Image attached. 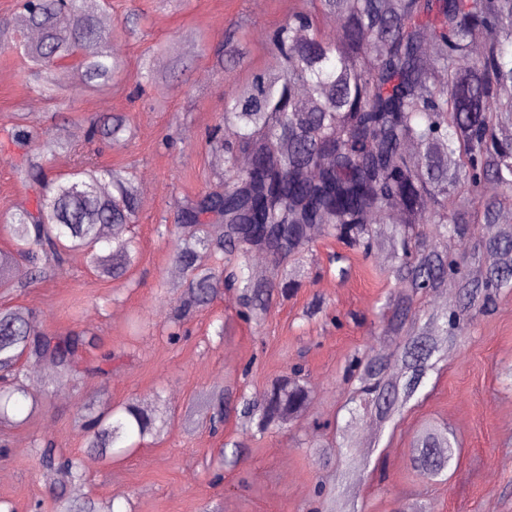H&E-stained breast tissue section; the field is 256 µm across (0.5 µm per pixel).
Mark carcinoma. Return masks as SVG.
<instances>
[{"label": "carcinoma", "mask_w": 512, "mask_h": 512, "mask_svg": "<svg viewBox=\"0 0 512 512\" xmlns=\"http://www.w3.org/2000/svg\"><path fill=\"white\" fill-rule=\"evenodd\" d=\"M299 2L302 8L268 36L271 64L224 101L221 122L231 137L216 132L210 141L224 158L218 187L178 206L173 260L185 278L176 317L207 309L232 289L242 318L258 324L274 293L298 286V260L314 230L367 257L388 229L398 292L386 302L381 328L401 345L392 355L353 356L346 377L359 383L349 402H360L348 423L364 413L383 428L473 320L493 312L500 291L512 288V224L499 223L512 206V0ZM104 8L105 0H20L21 27L0 21V55L19 58L41 96H54L60 67L73 72L72 95L101 90L124 66L101 22ZM488 29L498 39L472 58V44ZM136 81L159 83L150 59ZM0 131L32 197L0 215V233L10 242L0 250V287H13L17 277L39 283L73 252L83 253L98 277L123 278L140 254L129 234L139 211L129 171L87 156L51 178L31 151L72 152L64 129L37 134L17 123ZM130 135L126 116L114 112L86 130L88 142L111 147ZM408 143L415 152H406ZM487 182L501 193L484 197ZM256 253L276 279L254 273ZM447 290L459 294L453 310L422 308L428 295ZM96 348L91 332L51 331L31 309L1 306L0 432L30 422L47 404L48 392L27 385L30 364L51 365L60 380L81 374L108 384L112 353L96 355ZM395 365L397 376L389 373ZM312 395L299 367L255 396L215 389L206 399L212 433L232 417L242 423V438L224 443L234 463L249 439L296 422ZM75 422L87 452L110 462L167 433L171 418L159 395L150 406L132 400L118 408L99 395L77 406ZM32 452L58 476L55 512H122L112 500L67 493L86 480L83 455L49 439L35 440ZM456 464L455 437L424 427L412 446V469L433 480Z\"/></svg>", "instance_id": "obj_1"}]
</instances>
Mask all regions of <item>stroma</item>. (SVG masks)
<instances>
[{"label": "stroma", "mask_w": 512, "mask_h": 512, "mask_svg": "<svg viewBox=\"0 0 512 512\" xmlns=\"http://www.w3.org/2000/svg\"><path fill=\"white\" fill-rule=\"evenodd\" d=\"M297 0H109L104 13L115 32L113 47L124 61L109 90L72 96L70 71L57 76L64 107L30 91L19 59L0 56V127L22 123L43 133L64 125L70 140L85 147L89 119L104 112L124 113L134 137L123 148L105 149L100 163L124 166L136 183L152 182L140 193L133 230L140 259L126 278L104 280L81 254H71L64 270L47 282L0 290V305L32 308L43 327L95 332L102 350L115 353L108 385L73 376L50 392L46 411L34 422L13 428L0 450V499L16 512H53L49 493L55 475L39 470L30 455L34 439L48 438L77 451L82 432L73 424L76 406L108 388L113 403H151L162 393L175 423L163 437L109 463L94 461L75 497L130 503L132 512H204L219 502L223 512H319V485L344 476L358 512H402L409 504L427 512H512V290L503 291L493 314L477 319L468 336L431 372L403 414L384 431L368 422L348 423L343 374L357 351L396 352L399 340L383 335L382 306L395 285L387 276L390 252L379 247L369 258L313 237V258L301 288L275 298L262 327L244 321L236 291L207 310L174 326L177 278L171 272L174 242L165 228L174 224L178 204L215 182L217 168L207 144L224 100L253 70L269 59L267 35L286 22ZM139 16L135 36L127 20ZM250 53L245 67L215 65V52L227 38ZM165 79L155 90L137 94L133 77L143 56ZM188 68L171 74L173 58ZM321 313L309 315L312 303ZM223 319L224 334L212 324ZM181 337L171 341L172 329ZM303 362L313 388L305 417L285 428H271L249 443L244 458L223 466V440L238 438L229 420L223 436L206 428L208 413L200 396L215 387L264 390ZM348 423V449L325 456L331 438L315 421ZM448 426L459 448L458 467L445 481L428 482L408 462L421 428Z\"/></svg>", "instance_id": "35a3bbf8"}]
</instances>
